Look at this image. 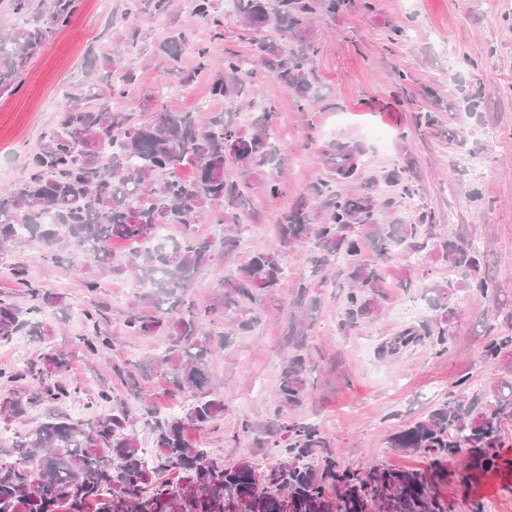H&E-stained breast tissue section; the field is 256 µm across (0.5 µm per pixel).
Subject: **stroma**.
I'll list each match as a JSON object with an SVG mask.
<instances>
[{"mask_svg": "<svg viewBox=\"0 0 512 512\" xmlns=\"http://www.w3.org/2000/svg\"><path fill=\"white\" fill-rule=\"evenodd\" d=\"M212 3L223 21L218 28L192 15L191 0H170L162 11L147 2L78 0L70 24L43 45L13 89L0 93V189L25 178L42 133L68 106L106 107L142 120L201 104L226 111L228 101L210 96L200 60L223 61L229 50L250 56L252 34L227 0ZM178 32L185 41L174 57L166 42ZM310 42L318 93L304 108L279 83L262 85L263 99L277 108L271 133L284 175L278 196L253 191L243 201L238 257L275 244L280 215L298 203L322 219L324 199L312 187L332 181L323 152L338 143L358 145L362 154L356 180L332 181L336 193L369 187L385 205L380 221L431 224L435 233L419 234L415 251H394L381 263V311L352 328L344 323L339 288L345 264L331 266L327 283L311 280L312 244L282 252L289 282L311 281L305 299L292 289L262 296L246 330L224 309L215 269L225 259L216 256L187 295L215 311L210 371L224 384L226 409L217 428L192 437L228 463L275 464L260 442L274 419L282 359L293 351L298 325L314 367L310 394L294 417L332 436L343 465L413 467L420 458L388 447L387 436L446 402L456 380H467L473 391L488 386L491 369L481 345L489 336L512 335V0H352L349 9L315 21ZM126 71L131 84L124 95L113 94ZM421 115L432 116L433 124L418 123ZM399 171L414 196L391 184ZM459 231L480 252L482 274L497 283L498 303L461 288L462 273L449 269L439 240ZM45 253L42 246L0 252L1 300L24 309L32 303L8 273L16 263L60 299L42 313L52 326L49 336L22 331L0 341V369L20 372L40 354L65 352L69 363L60 380L74 390L67 410L75 418H88L87 402L104 389L135 410L149 405L166 414L180 407L182 398L168 394L153 364L163 338L132 336L123 325L130 307L150 302L151 288L135 285L128 270L105 277L97 264L77 270L67 260L45 261ZM85 280L99 281L96 292L82 288ZM445 290L458 316L451 322L454 341L440 355L424 332L442 322L433 300ZM93 306L113 339L100 359L79 341L86 333L83 312ZM407 328L420 332V340L388 353L387 343ZM126 363L138 367L135 396L110 370ZM245 420L253 431L242 437ZM446 493L453 512H472L477 501L484 512H512V472L483 476L466 494L452 487Z\"/></svg>", "mask_w": 512, "mask_h": 512, "instance_id": "stroma-1", "label": "stroma"}]
</instances>
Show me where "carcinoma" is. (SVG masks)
<instances>
[{"instance_id":"cac0c4a2","label":"carcinoma","mask_w":512,"mask_h":512,"mask_svg":"<svg viewBox=\"0 0 512 512\" xmlns=\"http://www.w3.org/2000/svg\"><path fill=\"white\" fill-rule=\"evenodd\" d=\"M6 15H33V23L0 35V90L12 88L23 68L67 25L76 0H51L48 13L33 0H7ZM247 30L272 31L279 38L252 40L253 60L235 51L224 54V66L211 77V94L235 101L258 78H270L306 103L315 94L310 67V24L333 16L345 0H233ZM274 108L265 105L252 120L251 132L233 121L231 112L165 111L151 122L131 112L69 106L43 133L27 176L0 191V249L40 244L51 262L66 252L69 259L94 262L115 270L112 243L134 248L128 267L153 288V305L132 307L124 317L127 332L167 337L155 363L164 370L171 392L192 403L160 418L145 408L154 447L145 452L137 418L120 402L109 413L86 421L71 419L60 407L70 389L52 379L68 366L62 352H50L29 363L25 376L38 383L33 398H0V421L24 420L34 400L56 411L16 435L0 461V512H452L441 488L454 482L463 491L479 477L512 468L501 454L502 423L512 417V335L492 336L481 357L499 372L492 384L470 397L450 393V400L427 417L389 435L388 447L428 461L425 468L370 466L352 468L336 460L333 441L318 425L282 419L268 429L266 447L278 457L259 469L244 458L233 464L187 438L224 416V393L209 375L212 348L203 334L210 311L186 297L185 290L209 261L215 242L201 239L191 225L220 215V223L239 225L237 210L247 189L275 196L277 178L259 169L280 170L270 141ZM338 178L358 173V151L336 145L332 157ZM236 175H231V172ZM314 190L327 196L323 222H312L305 205L284 211L278 223V245L259 249L219 278L224 308L240 315L238 326L253 322L252 305L263 293L285 287L288 276L282 250L314 238L313 272H322L340 254L347 259L345 322L350 326L376 310L380 281L378 261L394 247L411 245L417 224H380L377 200L362 188L338 194L320 182ZM179 224L181 237L154 243L147 226ZM370 229L376 259L362 254L355 226ZM448 268L474 273L466 288L498 300L494 280L479 275L480 258L463 236L442 241ZM34 301L28 311L0 301V338L23 329L45 334L44 325L27 318L39 304L54 306L58 297L33 286L25 268H11ZM92 335L79 341L92 355L112 346L99 327L98 314H84ZM310 360L302 353L283 364L276 400L278 411L299 408L309 393ZM458 458L450 472L440 458Z\"/></svg>"}]
</instances>
